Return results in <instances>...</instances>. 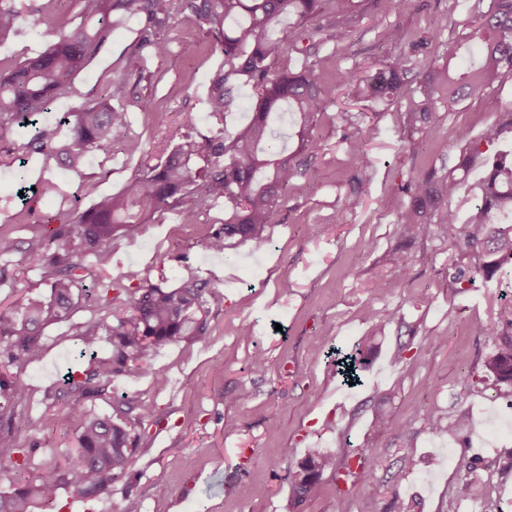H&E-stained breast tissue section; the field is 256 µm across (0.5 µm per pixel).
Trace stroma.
Listing matches in <instances>:
<instances>
[{
    "mask_svg": "<svg viewBox=\"0 0 512 512\" xmlns=\"http://www.w3.org/2000/svg\"><path fill=\"white\" fill-rule=\"evenodd\" d=\"M23 2L14 30L0 38L5 69L44 50L50 36L39 19L64 10L73 25L87 21L82 0ZM356 2L360 16L345 41L322 40L321 29L335 19L327 9L306 24L313 53L288 41L275 61L276 67L295 71L314 65L331 99L310 131L314 150L298 152L301 173L263 242L236 243L222 255L207 251V236L224 222L220 203L196 205L189 222L177 209L155 214L134 233L114 237L106 265L91 256L83 260L82 288L114 285V305L77 302L68 319L43 329L42 355L31 363L12 362L0 342V373H21L29 386L27 398L13 408L12 424L16 447L32 451L28 473L33 476L48 464L67 468L76 457V433L66 409L71 396L61 384L67 371L86 367L72 324L129 309L136 287L126 278L131 271L167 288L199 280L221 295L210 306L205 336L153 353L150 365L166 374L165 384L154 382L152 370L121 373L87 400L91 413L126 423L139 451L127 474L95 499L61 489L56 512H126L132 501L139 512H195L202 501L210 512H358L365 500L375 512H512V410L489 398L493 378L482 360L493 342L478 333L500 312L499 290L480 278L466 291L454 288L448 281L451 250L439 224H432L428 237L417 238L397 222L408 201L402 185L453 166L460 131L476 138L489 124L509 126L493 149L512 155V74L407 135L401 122L406 99L356 100L352 76L403 53L412 68L406 86L416 89L423 67L459 39L488 4L412 0L403 10L397 0ZM442 18L447 26L438 42L425 43ZM396 26L410 36L405 45L388 37ZM139 27L134 17L113 24L86 72L72 79L40 118L56 140L65 141V113L97 98L104 81L121 83L125 91L118 103L137 150L120 144L108 153L91 152L62 179L55 176V158L33 156L26 171L34 190L23 203L13 184L20 126L0 127V234L19 245L12 256L0 257V310L18 314L26 297L49 296L39 268L25 256L44 247L62 221L121 192L141 169L164 160L185 139L200 141L219 128L233 133L250 117L247 104L255 90L242 78L236 81L238 106L223 120L210 116L205 99L222 60L206 54L205 29L174 23L164 34L167 53L146 58L132 49ZM147 102L153 111H144ZM342 109L351 115L349 124L336 118ZM357 149L370 159L362 173L351 161ZM385 196L386 208L380 204ZM397 249L407 256V269L394 264ZM368 307L374 319H366ZM388 311L393 319H385ZM240 324L249 326L250 338L236 334ZM431 334L445 336V344L428 345ZM368 337L374 343L363 382L347 387L329 348H349ZM404 346L414 358L409 367L393 361ZM259 351L270 370H251ZM427 408L443 417L467 412L470 433L434 436L423 419ZM381 410L391 415L393 427L376 426ZM314 443L339 458L359 451L376 463L378 482L363 483L354 471L340 480L327 473L320 495L291 506L289 464L306 457ZM284 448L291 449V461L281 460ZM406 455L413 467L399 489H392L390 476ZM469 460L475 463L470 471L463 467ZM471 478L490 487L489 498L467 496L465 482Z\"/></svg>",
    "mask_w": 512,
    "mask_h": 512,
    "instance_id": "stroma-1",
    "label": "stroma"
}]
</instances>
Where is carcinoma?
Here are the masks:
<instances>
[{
    "label": "carcinoma",
    "mask_w": 512,
    "mask_h": 512,
    "mask_svg": "<svg viewBox=\"0 0 512 512\" xmlns=\"http://www.w3.org/2000/svg\"><path fill=\"white\" fill-rule=\"evenodd\" d=\"M324 0H86V13L97 18V26L73 27L63 12L52 15L46 25L54 39L37 56L8 70L0 69V125L14 119L28 129L17 144L18 161L14 179L16 191H26L25 167L35 155L54 156L60 164L58 178L80 167L92 151H110L117 143L129 142L127 113L112 106V98L123 94L118 84L102 93L95 102L69 113L70 140L54 141L53 134L39 126V116L68 88L73 77L83 72L112 32V16L129 14L140 20L141 27L134 50L162 56L167 44L162 33L176 19L207 27L212 36L208 51L224 58L210 83L208 111L223 119L235 104L232 78L244 76L257 89L250 105L252 117L240 126L233 137L224 136L219 128L203 142L187 140L177 145L160 163L150 166L120 194L104 197L77 213L74 227L60 225L50 239L57 243L29 256L40 267L42 278L50 288L47 299L32 297L18 317L0 310V341L13 351L12 362H33L41 352L42 329L69 316L74 307V288L81 282L75 259L84 251L99 263L108 262L107 243L119 232L133 233L156 213L185 207V218H194V209L186 206L188 198L198 195L201 204L224 200L229 216L211 233L205 248L222 253L228 242L265 239L268 224L273 222L284 191L299 174L287 148L278 151L270 145L284 137L274 125V118L291 121L307 129L322 111L329 97L322 74L312 65L299 71L274 68L284 39L295 44L310 40L305 23L315 17ZM353 0H333L336 25L323 31L322 39L339 42L353 21ZM18 10L13 0H0V35L15 27ZM295 22L274 36L276 26L285 17ZM465 39L467 52L476 57L454 62L457 53L448 51V61L428 65L421 73L422 99H410L403 113V126L413 132L442 109L452 110L462 99L479 91L500 77L503 68L512 70V0H493L490 9L475 16ZM408 59L396 56L373 73L355 83L356 96L372 101L397 97L405 84ZM504 131L499 124L488 125L480 141L459 134L461 150L458 162L448 172H432L410 181L404 188L409 202L398 215V223L407 224L419 236L431 232L430 213L453 196L461 181L456 172L468 171L480 144L497 143ZM485 175L479 189V203L465 220L445 209L439 223L444 225L452 254L448 261V279L460 289L475 282V275L489 281L496 279L512 286V158L498 154L485 160ZM78 239L77 250L65 249L60 241L71 234ZM205 287L186 282L178 288L148 284L137 288L132 299V314L115 321L101 316L73 325L89 359L82 375L64 379L73 395L68 417L77 432L78 456L65 470L47 468L32 479L22 477L27 466L25 450L19 455L0 453V474L16 476L12 487L0 491V512H53L58 490L69 487L78 496L94 498L112 481L124 476L129 468L133 448L130 431L112 418L89 413L84 401L100 392L121 372L151 371L157 384L166 376L148 364L153 352L179 339L196 338L207 331L204 308ZM480 333L495 340L494 350L485 358V369L496 381L512 386V300L495 321L480 328ZM112 342V357L98 356L100 337ZM371 348L355 347L351 359L341 367L346 381L357 380L354 365L368 362ZM28 394L25 380L18 374L0 375V448L14 447L10 427V406ZM424 418L435 435L465 434L470 422L466 414L442 422L432 410ZM339 470L335 456L319 448L290 471L295 503L314 498L321 492V476Z\"/></svg>",
    "instance_id": "carcinoma-1"
}]
</instances>
